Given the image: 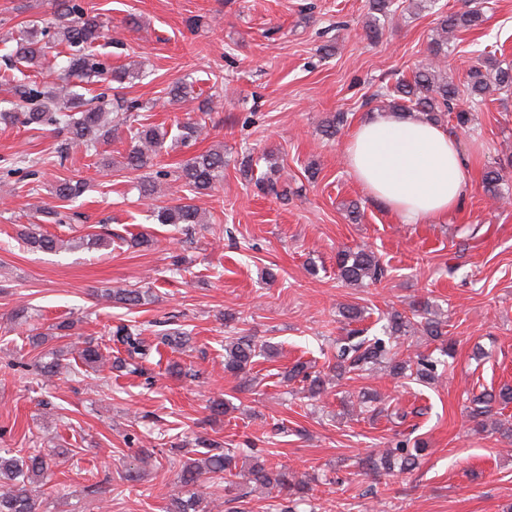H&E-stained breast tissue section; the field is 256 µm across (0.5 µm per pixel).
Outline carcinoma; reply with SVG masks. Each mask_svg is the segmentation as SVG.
Returning a JSON list of instances; mask_svg holds the SVG:
<instances>
[{
  "label": "carcinoma",
  "instance_id": "carcinoma-1",
  "mask_svg": "<svg viewBox=\"0 0 512 512\" xmlns=\"http://www.w3.org/2000/svg\"><path fill=\"white\" fill-rule=\"evenodd\" d=\"M54 20L45 25H24L14 39L15 46L8 54L26 67L44 68L47 63L49 46H65L70 50L63 67L65 78L52 90L45 89L35 81L14 84L9 76L4 83L10 85V92L18 98L17 109L0 112V122H19L37 129L42 126H59L66 130L67 138L57 150L58 157L68 155L70 148L82 146L89 150L112 137V128L124 126L129 132V144L124 156L123 168L131 171H146L139 184L143 196H151L161 179L171 172L162 164L161 156L167 140L168 131L157 125L137 122L134 113L144 109L137 100H125L121 97L108 98L100 92L90 98L85 97V85L92 79H105L110 85L123 87L145 76L139 68L125 65L111 68L89 48L104 37V23L99 16L87 12L82 0H55ZM391 14V0H369L368 21L365 28L369 35L378 36L380 18ZM483 21L482 13L475 7L461 8L458 11L437 15L436 36L430 46V58L415 71L410 80H400L393 87H385L381 97L385 108L392 112H416L426 121L442 124L448 115L455 114L457 125L466 126L471 121V112L460 110L456 101L461 92L477 102L491 89L512 91V67H502L499 62L487 58L467 71L464 89L449 81L441 74L442 63L448 58L449 35L460 28L479 25ZM193 84L184 80L173 83L168 91L169 98L175 102L186 103L196 99ZM205 125L189 117L179 127L177 140L188 144L197 140ZM176 179L188 188L189 196L176 200L171 206L158 211V221L178 230H189L194 224L203 223L201 212L194 199L208 195L217 189L224 179V150L212 149L199 153L180 167ZM505 175L501 169L490 167L483 174V188L486 196L493 200L504 198L502 186ZM84 183L62 178L53 187V195L62 201L79 197ZM24 243L33 250L46 253L61 249V239L55 235L43 234L30 227L20 231ZM336 275L349 285H360L368 280L380 283L387 275V269L380 258L367 248L355 251H343L336 257ZM101 297L128 307L142 306L149 301L150 292L146 288H107ZM379 334L369 338L361 329H351L336 346L335 362L329 367V373L311 376L307 366L295 363L283 378L287 382L301 381L307 384L309 396L316 397L328 390L335 381H341L353 372H364L381 368L392 376H414L420 380L433 381L437 377L438 367L445 361L430 354L415 353L404 355L400 351L405 337L419 333L431 341H438L441 353L449 354L445 322L427 301L412 305L411 314L393 311L385 317ZM112 341L121 345L125 356L114 357L111 369L129 373L144 372L143 363L150 361L152 346L143 337L139 325L120 324L112 329ZM189 342V333L180 329H168L159 336V343L176 351ZM275 348L270 344H257L248 336L232 337L224 344V372L249 382L248 373L256 363V358L268 359L274 355ZM70 351L58 349L42 357L37 363L41 376L51 378L61 368V358ZM81 363L90 368H99L106 362L100 347L90 342L77 350ZM471 415L485 428L491 420L494 405L508 406L512 403V387L504 386L496 393H482L471 400ZM194 445L201 449L199 457L187 458L177 476V482L183 487L197 486L204 475L224 478V473H233L238 468L239 454L225 450L222 446L206 437H198ZM423 451L410 439L396 441L395 446L384 448L368 459L367 470L373 473L390 474L394 469L401 471L412 468ZM250 464L247 480L255 488L276 498L284 497L288 502L283 512L308 502L309 482L298 479L285 467L272 468L254 448L249 449ZM53 471L50 462L41 454L26 457L4 456L0 454V512H40V502L35 495L36 488L51 478ZM168 512H210L209 504L199 492L170 495Z\"/></svg>",
  "mask_w": 512,
  "mask_h": 512
}]
</instances>
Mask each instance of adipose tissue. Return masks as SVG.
<instances>
[{"label":"adipose tissue","mask_w":512,"mask_h":512,"mask_svg":"<svg viewBox=\"0 0 512 512\" xmlns=\"http://www.w3.org/2000/svg\"><path fill=\"white\" fill-rule=\"evenodd\" d=\"M344 152L355 181L404 224L446 220L468 188L470 163L456 135L401 112L370 114Z\"/></svg>","instance_id":"ef3b65f1"}]
</instances>
